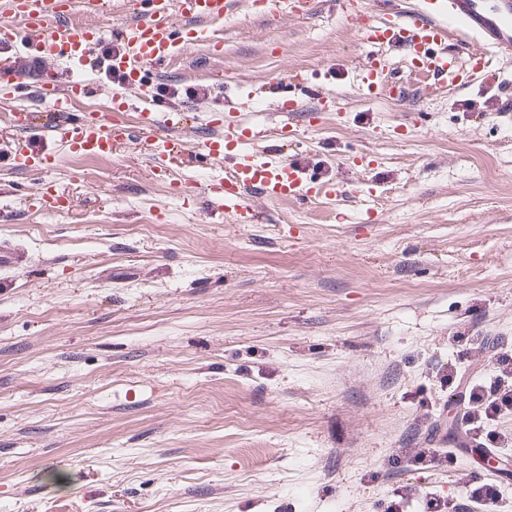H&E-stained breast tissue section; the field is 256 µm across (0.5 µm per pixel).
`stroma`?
<instances>
[{
	"instance_id": "1",
	"label": "stroma",
	"mask_w": 512,
	"mask_h": 512,
	"mask_svg": "<svg viewBox=\"0 0 512 512\" xmlns=\"http://www.w3.org/2000/svg\"><path fill=\"white\" fill-rule=\"evenodd\" d=\"M369 52L314 0L238 9L221 59L190 49L144 92L84 67L100 91L74 113L121 91L120 123L186 108L190 142L297 102L294 142L266 150L336 194L255 198L252 224L179 196L145 136L22 173L29 139L0 122V512H386L404 491L420 512L483 472L446 374L456 334L512 344V60L447 92L387 51L391 94L368 98ZM42 187L70 210L44 214ZM436 432L455 461L408 468ZM255 13L263 17H280L289 14L308 15L311 12V0H248Z\"/></svg>"
}]
</instances>
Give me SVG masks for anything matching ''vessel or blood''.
<instances>
[{
	"label": "vessel or blood",
	"mask_w": 512,
	"mask_h": 512,
	"mask_svg": "<svg viewBox=\"0 0 512 512\" xmlns=\"http://www.w3.org/2000/svg\"><path fill=\"white\" fill-rule=\"evenodd\" d=\"M240 0H138L128 21L113 26L91 25L81 19V0H6V16L0 19V84L21 89L11 53L17 42L47 58L61 59L81 67L94 46L105 36L117 38L122 51L112 57V68L131 88H144L145 71L160 67L195 46L217 52L223 46L219 30ZM264 17L310 14L311 0H247ZM346 15L359 18L362 41L374 47L408 49L422 69L439 75L446 87L468 83L469 71L447 50L449 37L480 44L484 53L476 63L487 77H494L497 60L512 56V0H414L412 7L396 17L372 13L368 0H344ZM95 87L76 79L60 86L53 76L43 82L42 98L48 106L46 119L35 123L28 114L17 113L15 124L44 141V148L18 150L10 164L20 171L41 172L52 166L51 146L60 143L81 155L108 156L113 139L128 129L106 121L103 114H72L78 99L93 96ZM187 124L181 108H141L137 128L152 137L155 155L173 153L179 133ZM198 151L213 161L229 160L231 168L223 181L204 192L212 213L236 224H251L256 209L248 191H257L270 201L303 198L319 201L335 194L331 184L305 182L294 163H274L264 152L256 134L237 123L233 115L215 124L198 144Z\"/></svg>",
	"instance_id": "b4317fda"
}]
</instances>
